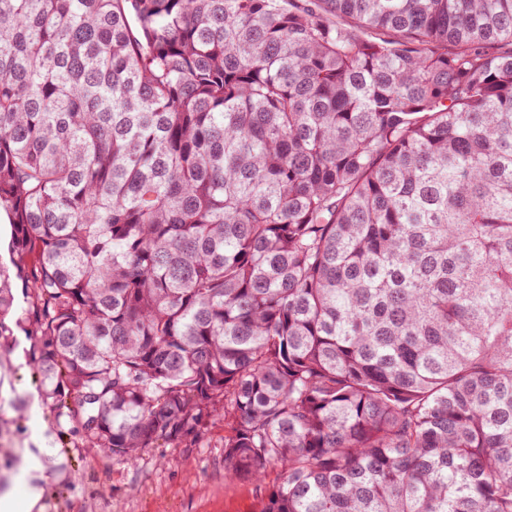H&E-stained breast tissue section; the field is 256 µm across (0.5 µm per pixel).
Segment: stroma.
<instances>
[{"label": "stroma", "mask_w": 512, "mask_h": 512, "mask_svg": "<svg viewBox=\"0 0 512 512\" xmlns=\"http://www.w3.org/2000/svg\"><path fill=\"white\" fill-rule=\"evenodd\" d=\"M17 336L0 347V496L13 512H256L264 486L224 476V423L195 443L144 449L135 462L83 445L61 432L39 392ZM38 447L39 478L22 481L27 448ZM40 500L27 510L32 490Z\"/></svg>", "instance_id": "1"}]
</instances>
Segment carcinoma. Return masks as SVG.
<instances>
[{"label": "carcinoma", "instance_id": "carcinoma-1", "mask_svg": "<svg viewBox=\"0 0 512 512\" xmlns=\"http://www.w3.org/2000/svg\"><path fill=\"white\" fill-rule=\"evenodd\" d=\"M0 209L86 447L512 512V0H0Z\"/></svg>", "mask_w": 512, "mask_h": 512}]
</instances>
